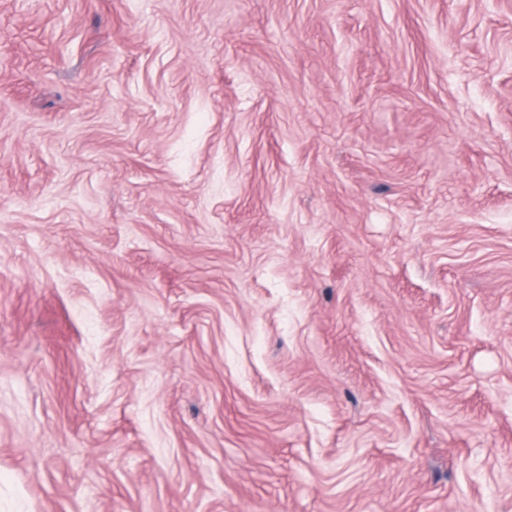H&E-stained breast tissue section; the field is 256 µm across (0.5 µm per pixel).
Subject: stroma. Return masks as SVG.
<instances>
[{
    "mask_svg": "<svg viewBox=\"0 0 512 512\" xmlns=\"http://www.w3.org/2000/svg\"><path fill=\"white\" fill-rule=\"evenodd\" d=\"M0 512H512V0H0Z\"/></svg>",
    "mask_w": 512,
    "mask_h": 512,
    "instance_id": "35a3bbf8",
    "label": "stroma"
}]
</instances>
